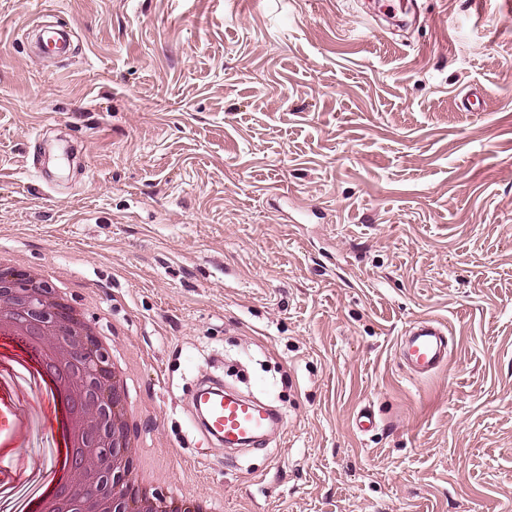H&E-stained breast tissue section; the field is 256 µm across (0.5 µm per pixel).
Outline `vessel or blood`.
I'll return each instance as SVG.
<instances>
[{
  "instance_id": "vessel-or-blood-1",
  "label": "vessel or blood",
  "mask_w": 512,
  "mask_h": 512,
  "mask_svg": "<svg viewBox=\"0 0 512 512\" xmlns=\"http://www.w3.org/2000/svg\"><path fill=\"white\" fill-rule=\"evenodd\" d=\"M448 327L434 317L418 318L396 343V353L416 375H432L448 363ZM193 423L206 446H248L267 439L282 418L272 406L226 392L223 386L201 385L193 400Z\"/></svg>"
}]
</instances>
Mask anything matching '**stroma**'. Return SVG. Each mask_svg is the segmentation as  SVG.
<instances>
[{
	"mask_svg": "<svg viewBox=\"0 0 512 512\" xmlns=\"http://www.w3.org/2000/svg\"><path fill=\"white\" fill-rule=\"evenodd\" d=\"M413 2L0 0V252L111 336L185 500L512 512V0ZM423 315L451 356L419 378ZM238 360L285 430L198 447L189 394ZM448 327L434 317L418 318L396 343V354L415 375H432L448 363Z\"/></svg>",
	"mask_w": 512,
	"mask_h": 512,
	"instance_id": "stroma-1",
	"label": "stroma"
}]
</instances>
